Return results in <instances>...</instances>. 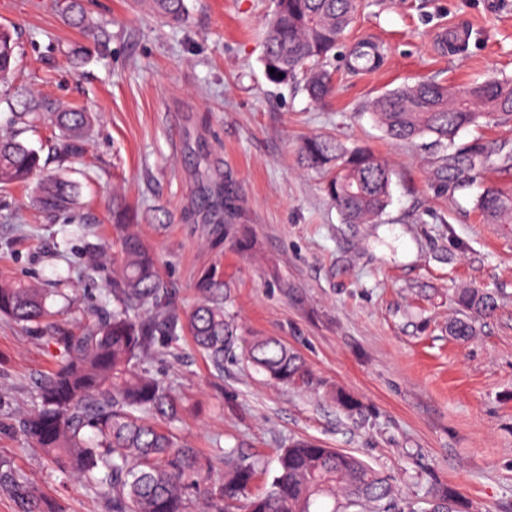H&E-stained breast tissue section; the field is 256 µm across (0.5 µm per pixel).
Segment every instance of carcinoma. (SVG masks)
I'll return each mask as SVG.
<instances>
[{"label": "carcinoma", "mask_w": 512, "mask_h": 512, "mask_svg": "<svg viewBox=\"0 0 512 512\" xmlns=\"http://www.w3.org/2000/svg\"><path fill=\"white\" fill-rule=\"evenodd\" d=\"M168 25L183 22L185 0H141ZM69 23L85 27L78 0H62ZM359 0H276L265 30L262 64L269 80L288 83L304 77L314 101L334 90L324 60L336 54ZM17 55L16 33L0 27V102L9 112L12 131L0 138V183L28 184L37 179L32 203L49 213H66L76 202L77 187L46 172L40 152L23 135L49 122L59 132L64 155L83 151L88 113L50 98L35 99L13 89L9 76ZM381 54L373 43L360 42L348 55V69L371 70ZM377 123L391 138L412 141L433 136L450 142L463 127L487 119L512 124V81L490 78L452 87L434 81L403 86L378 96L371 104ZM450 171L481 174L512 170V150L504 147L461 149L442 158ZM300 163L328 174L325 190L347 224H369L389 204L392 171L371 150L348 148L324 136L302 141ZM490 224H512V192L486 190L475 203ZM116 224L135 223L120 200L113 202ZM119 273L112 280V314L59 337L66 359L38 387V406L21 419L24 435L59 471L101 488L111 512H336L329 503L341 498L344 508L370 512H405L388 479L357 456L327 448L314 440H296L280 450L278 468L264 491L248 489L261 462L237 447L223 450L224 478L208 483V463L196 449L179 442L171 426L179 422L181 403L168 384L151 375L144 361L182 333L208 355L215 369L224 359L242 355L247 362L282 384L305 381L302 358L274 337L244 341L229 314L224 277L216 269L197 281L200 303L182 314L174 289L159 274L153 252L134 233L120 239ZM51 294L24 283H0V315L37 323L49 313ZM454 301L461 317L449 325L459 340L473 335L472 317L496 308V298L480 288H463ZM241 353H236V349ZM0 489L13 495L23 512H45L30 484L0 463ZM429 512H458V493H433Z\"/></svg>", "instance_id": "1"}]
</instances>
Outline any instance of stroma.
Listing matches in <instances>:
<instances>
[{"label": "stroma", "instance_id": "1", "mask_svg": "<svg viewBox=\"0 0 512 512\" xmlns=\"http://www.w3.org/2000/svg\"><path fill=\"white\" fill-rule=\"evenodd\" d=\"M187 17L157 22L130 0H84L86 29L55 0H0L17 27L14 82L89 112L82 154H58L57 132L28 139L48 172L76 181L69 213L36 211L30 189L0 185V281L63 292L39 324L0 317V460L50 507L109 512L106 497L49 465L19 426L36 386L63 359L59 339L112 308L122 234L112 199L139 212L132 227L158 258L175 302L189 311L198 277L215 268L230 289L242 337L272 336L305 359L309 382L275 383L240 359L216 371L189 335L146 360L183 405L172 432L224 473L220 449L241 446L269 482L279 449L299 438L348 451L387 477L409 512L448 486L475 512H512V224L475 207L486 186L442 171L431 137L390 140L368 109L379 95L432 78L462 86L512 78V0H362L342 53L379 46L370 71L329 59L334 95L275 84L261 57L273 0H185ZM467 40L442 49L448 27ZM91 51L72 60L73 48ZM367 146L392 169L390 203L370 224L344 223L319 175L297 161L302 138ZM100 268L86 275V249ZM495 294L497 310L461 342L448 334L460 288ZM359 409L337 407V391Z\"/></svg>", "mask_w": 512, "mask_h": 512}]
</instances>
